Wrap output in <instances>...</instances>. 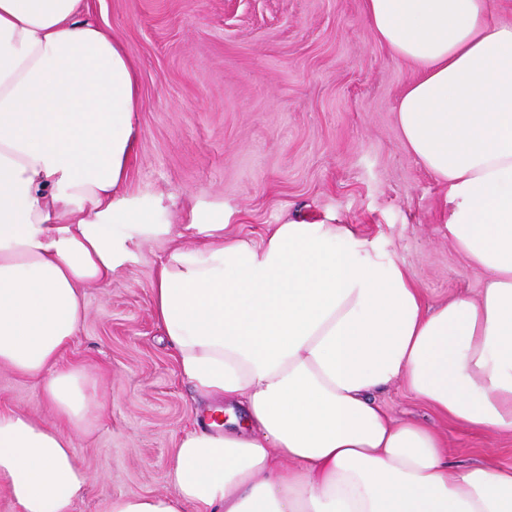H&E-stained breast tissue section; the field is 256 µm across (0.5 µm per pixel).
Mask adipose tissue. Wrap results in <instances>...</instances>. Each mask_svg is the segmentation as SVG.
I'll return each instance as SVG.
<instances>
[{
    "label": "adipose tissue",
    "mask_w": 512,
    "mask_h": 512,
    "mask_svg": "<svg viewBox=\"0 0 512 512\" xmlns=\"http://www.w3.org/2000/svg\"><path fill=\"white\" fill-rule=\"evenodd\" d=\"M84 0H0V366L51 414L0 409V484L19 512H66L89 486L71 431L99 414L85 368H57L139 246L167 235L118 189L136 144L135 68ZM416 76L401 142L448 188L449 241L477 295L427 308L414 278L350 225L284 222L261 242L202 224L156 268L152 312L181 377L230 409L182 433L163 493L107 512H512V466L451 469L442 435L395 422V380L440 415L512 436V25L486 0H365Z\"/></svg>",
    "instance_id": "ef3b65f1"
}]
</instances>
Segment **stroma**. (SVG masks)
<instances>
[{"label":"stroma","mask_w":512,"mask_h":512,"mask_svg":"<svg viewBox=\"0 0 512 512\" xmlns=\"http://www.w3.org/2000/svg\"><path fill=\"white\" fill-rule=\"evenodd\" d=\"M118 38L136 66L137 144L119 189L169 225L108 285L60 365L96 379L102 416L74 434L91 483L68 512H107L119 495L162 492L179 435L207 407L178 375L152 314L159 262L203 241L196 227L261 241L286 221L349 224L404 262L428 305L478 293L444 230L448 189L401 143L398 99L413 67L379 43L364 0H85L80 15ZM396 420L443 431L453 464L512 465V438L443 421L402 382L377 393ZM0 408L45 419L39 386L0 367Z\"/></svg>","instance_id":"obj_1"}]
</instances>
